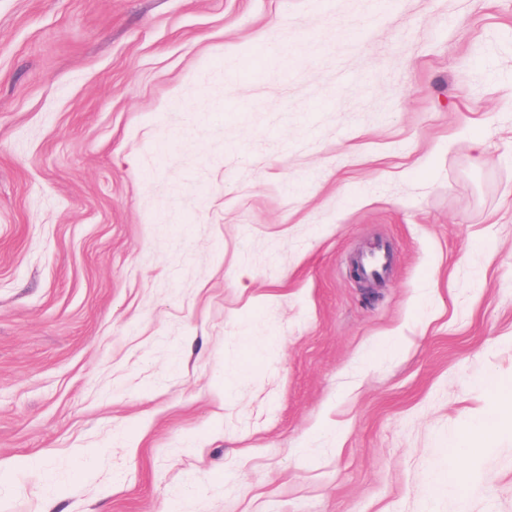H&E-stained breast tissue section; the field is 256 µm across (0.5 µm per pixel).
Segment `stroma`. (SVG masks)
Listing matches in <instances>:
<instances>
[{
	"label": "stroma",
	"instance_id": "stroma-1",
	"mask_svg": "<svg viewBox=\"0 0 512 512\" xmlns=\"http://www.w3.org/2000/svg\"><path fill=\"white\" fill-rule=\"evenodd\" d=\"M373 10L0 0V512H512V0ZM388 248L380 246L372 254L360 259V267L365 278L380 280L387 271ZM439 476L431 486L430 492L433 496H440L448 493V490L456 489L461 483L469 478L467 471H460L457 475L451 476L445 472L443 465H438Z\"/></svg>",
	"mask_w": 512,
	"mask_h": 512
}]
</instances>
